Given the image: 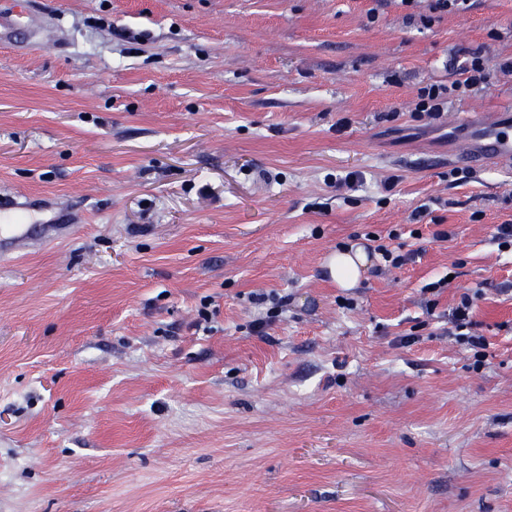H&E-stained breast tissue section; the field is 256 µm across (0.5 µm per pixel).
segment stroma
I'll return each instance as SVG.
<instances>
[{
  "mask_svg": "<svg viewBox=\"0 0 512 512\" xmlns=\"http://www.w3.org/2000/svg\"><path fill=\"white\" fill-rule=\"evenodd\" d=\"M32 13L0 44V196L79 227L0 259V512H512V164L452 180L472 124L413 105L512 58V0ZM463 108L512 120V75ZM394 229L414 262L331 281ZM465 293L479 369L448 334ZM462 80L455 81L450 87L442 84H430L418 90L414 103V110L421 114L425 112L433 118L443 111L447 105L450 96L457 91L465 93L471 89H484L491 78V67L489 59L477 49L473 51L460 68ZM330 278L340 288L356 287L372 264L368 252L359 244L336 250L325 259Z\"/></svg>",
  "mask_w": 512,
  "mask_h": 512,
  "instance_id": "35a3bbf8",
  "label": "stroma"
}]
</instances>
